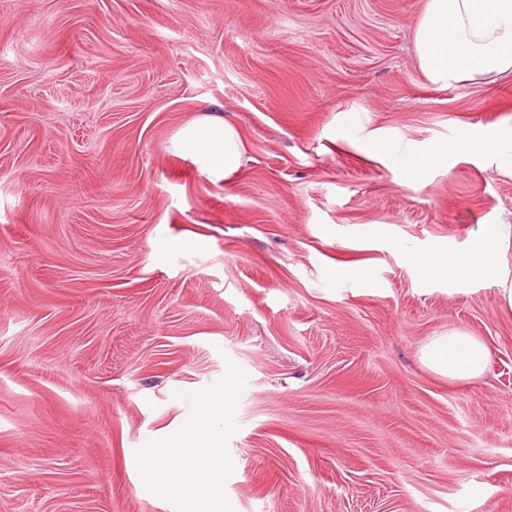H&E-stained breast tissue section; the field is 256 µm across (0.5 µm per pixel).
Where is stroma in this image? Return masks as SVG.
<instances>
[{
	"label": "stroma",
	"instance_id": "35a3bbf8",
	"mask_svg": "<svg viewBox=\"0 0 512 512\" xmlns=\"http://www.w3.org/2000/svg\"><path fill=\"white\" fill-rule=\"evenodd\" d=\"M425 2L0 0V512H182L143 450L230 370V512H512V309L417 265L512 268V143L401 161L512 126V76L429 84ZM452 330L480 379L421 363ZM176 146L201 156L206 172L218 180H226L241 166V140L234 126L221 118L188 123L180 131ZM448 158V145H436L430 151L416 155L409 153L403 157V162L410 173V182L415 184L422 179V176L439 160ZM495 237H485L475 242L465 256H458L444 243H436L419 256L417 264L426 277L454 281L461 277H477L502 273L495 258Z\"/></svg>",
	"mask_w": 512,
	"mask_h": 512
}]
</instances>
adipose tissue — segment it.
<instances>
[{"instance_id":"obj_1","label":"adipose tissue","mask_w":512,"mask_h":512,"mask_svg":"<svg viewBox=\"0 0 512 512\" xmlns=\"http://www.w3.org/2000/svg\"><path fill=\"white\" fill-rule=\"evenodd\" d=\"M419 67L433 86L474 82L512 74V0H426L415 28ZM201 156L205 170L222 180L242 162V143L234 126L221 118L188 123L176 141ZM496 240L475 242L463 256L446 244H435L419 256L424 276L453 281L500 272ZM421 361L453 381L482 376L487 349L477 337L451 331L433 337L421 350ZM235 377L226 374L224 388L204 394L196 419L143 453L141 479L181 499L185 512H224V434L220 429L230 404Z\"/></svg>"}]
</instances>
